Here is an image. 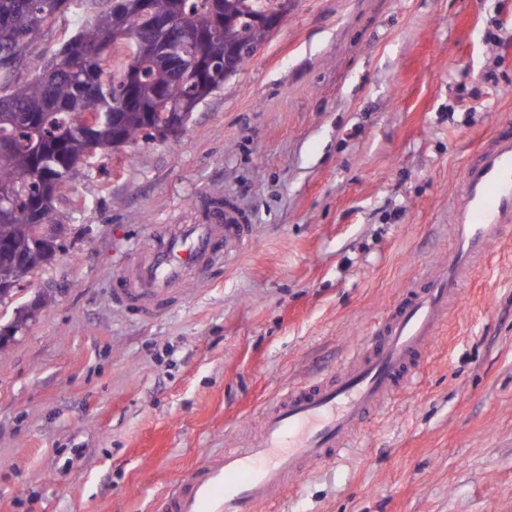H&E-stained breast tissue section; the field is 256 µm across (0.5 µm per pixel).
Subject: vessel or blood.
Masks as SVG:
<instances>
[{
    "label": "vessel or blood",
    "mask_w": 512,
    "mask_h": 512,
    "mask_svg": "<svg viewBox=\"0 0 512 512\" xmlns=\"http://www.w3.org/2000/svg\"><path fill=\"white\" fill-rule=\"evenodd\" d=\"M449 222L447 263L373 328L339 376L281 394L255 439L198 466L158 512H255L259 497H279L314 466L349 451L365 415L394 399L426 359L475 264L512 237V125L465 163ZM245 235L230 212H214L208 224L156 225L147 250L115 276L117 292L154 316L177 298L190 270L202 274L222 263L225 249Z\"/></svg>",
    "instance_id": "b4317fda"
}]
</instances>
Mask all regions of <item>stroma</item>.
Segmentation results:
<instances>
[{
    "label": "stroma",
    "mask_w": 512,
    "mask_h": 512,
    "mask_svg": "<svg viewBox=\"0 0 512 512\" xmlns=\"http://www.w3.org/2000/svg\"><path fill=\"white\" fill-rule=\"evenodd\" d=\"M289 2L181 135L61 190L60 250L0 304L6 331L55 293L0 350V512H151L447 262L462 165L512 121V0ZM88 19L41 30L24 70ZM223 206L249 236L206 281L151 319L113 300L154 225ZM352 444L259 512H512V239Z\"/></svg>",
    "instance_id": "stroma-1"
}]
</instances>
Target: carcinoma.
<instances>
[{
	"mask_svg": "<svg viewBox=\"0 0 512 512\" xmlns=\"http://www.w3.org/2000/svg\"><path fill=\"white\" fill-rule=\"evenodd\" d=\"M73 0H0V188L14 187L17 196L7 222H0V240L27 253L35 237L44 250L29 265L0 272L19 284L59 250L62 225L55 205L63 174L74 177L99 150L121 148L138 140L168 138L161 132L165 115L194 112L224 84V38L203 46L205 75L176 72L166 60L161 35L147 16L176 20L193 29L210 27L221 17L224 29L243 35L236 46L239 65L251 59L250 49L266 41L275 27L256 18H276L284 0H139L125 9L96 10L97 0H78L91 20L81 26L44 66L26 73L22 63L35 37L53 27ZM134 112L115 140L112 123L92 129L94 111Z\"/></svg>",
	"mask_w": 512,
	"mask_h": 512,
	"instance_id": "obj_1",
	"label": "carcinoma"
}]
</instances>
